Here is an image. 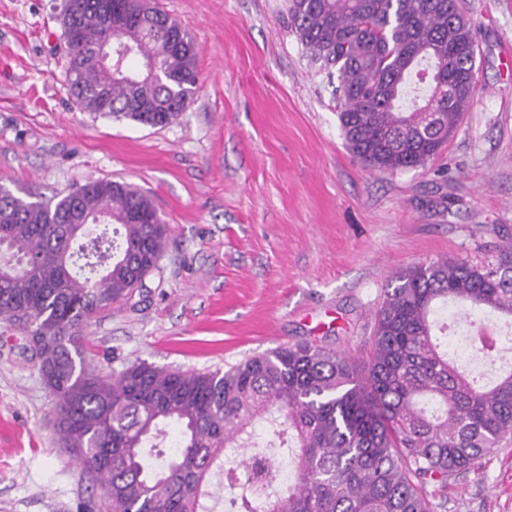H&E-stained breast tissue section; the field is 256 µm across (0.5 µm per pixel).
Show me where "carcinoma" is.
I'll return each instance as SVG.
<instances>
[{
    "label": "carcinoma",
    "instance_id": "obj_1",
    "mask_svg": "<svg viewBox=\"0 0 512 512\" xmlns=\"http://www.w3.org/2000/svg\"><path fill=\"white\" fill-rule=\"evenodd\" d=\"M113 2L122 20L110 23L101 0H65L68 90L85 112L166 127L196 91L197 46L148 0ZM288 20L337 77L346 146L371 171L426 167L474 103L473 28L457 0H288ZM137 57L172 81L147 80L130 66ZM74 206L106 214L112 232L62 223ZM167 231L151 199L123 182L89 179L36 200L0 187V319L29 329L57 400L58 442L99 480L108 512H209L210 476L230 452L246 475L241 485L224 472L236 512H433L448 479L480 470L512 433L508 350L481 344V370H468L448 354L439 316L452 303L467 317L512 318L508 256L401 272L362 366L295 343L224 372L146 362L89 371L84 326L147 288ZM171 424L180 435L167 456Z\"/></svg>",
    "mask_w": 512,
    "mask_h": 512
}]
</instances>
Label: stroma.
Instances as JSON below:
<instances>
[{
    "label": "stroma",
    "instance_id": "35a3bbf8",
    "mask_svg": "<svg viewBox=\"0 0 512 512\" xmlns=\"http://www.w3.org/2000/svg\"><path fill=\"white\" fill-rule=\"evenodd\" d=\"M152 3L198 45L199 88L162 129L79 109L64 0H0V186L48 199L125 182L168 226L138 303L87 327L92 370H224L297 342L361 359L400 272L512 255V0H457L478 47L474 103L426 168L397 173L346 148L287 0ZM29 336L0 320V512H86L101 489L57 443ZM434 512H512V434Z\"/></svg>",
    "mask_w": 512,
    "mask_h": 512
}]
</instances>
